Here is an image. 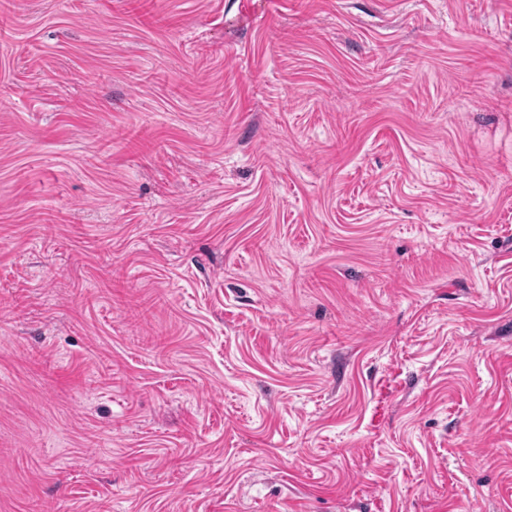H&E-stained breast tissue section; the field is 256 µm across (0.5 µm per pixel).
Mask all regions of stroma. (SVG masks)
<instances>
[{
  "mask_svg": "<svg viewBox=\"0 0 512 512\" xmlns=\"http://www.w3.org/2000/svg\"><path fill=\"white\" fill-rule=\"evenodd\" d=\"M0 512H512V0H10Z\"/></svg>",
  "mask_w": 512,
  "mask_h": 512,
  "instance_id": "stroma-1",
  "label": "stroma"
}]
</instances>
